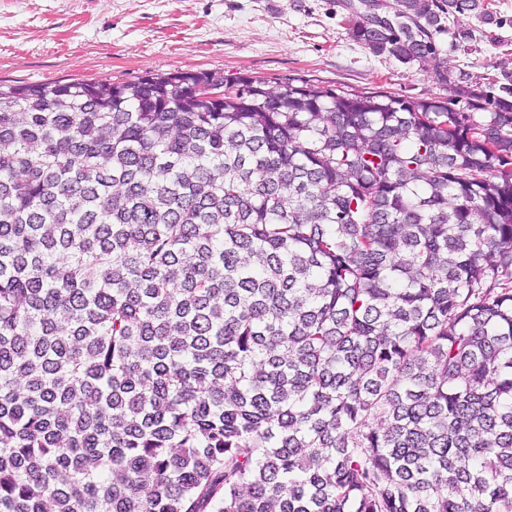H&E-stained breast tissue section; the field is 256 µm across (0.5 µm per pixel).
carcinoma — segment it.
<instances>
[{
    "instance_id": "carcinoma-1",
    "label": "carcinoma",
    "mask_w": 512,
    "mask_h": 512,
    "mask_svg": "<svg viewBox=\"0 0 512 512\" xmlns=\"http://www.w3.org/2000/svg\"><path fill=\"white\" fill-rule=\"evenodd\" d=\"M455 87L0 85V512H512V86Z\"/></svg>"
}]
</instances>
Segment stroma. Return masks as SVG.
Returning <instances> with one entry per match:
<instances>
[{"instance_id": "stroma-1", "label": "stroma", "mask_w": 512, "mask_h": 512, "mask_svg": "<svg viewBox=\"0 0 512 512\" xmlns=\"http://www.w3.org/2000/svg\"><path fill=\"white\" fill-rule=\"evenodd\" d=\"M353 0H0V82L136 80L175 70L248 76L278 89L291 79L341 93L381 87L413 99H465L438 77L512 85V0H487L490 19L452 16L439 54L407 65L352 40ZM473 38L455 40L457 28Z\"/></svg>"}]
</instances>
